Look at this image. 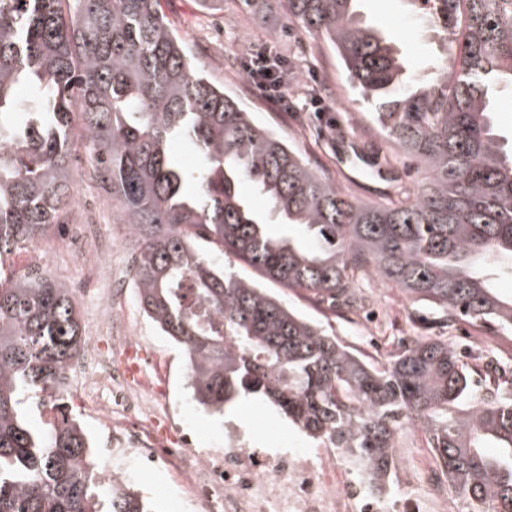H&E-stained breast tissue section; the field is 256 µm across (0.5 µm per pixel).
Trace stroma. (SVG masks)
I'll return each instance as SVG.
<instances>
[{"label": "stroma", "mask_w": 512, "mask_h": 512, "mask_svg": "<svg viewBox=\"0 0 512 512\" xmlns=\"http://www.w3.org/2000/svg\"><path fill=\"white\" fill-rule=\"evenodd\" d=\"M161 8L173 30L184 37L188 52L204 64L210 80L240 97L256 119L276 131L326 178L348 190L358 200L374 202L395 194L397 189L414 191L422 184L424 172L416 161L400 152L369 119L365 107L351 91L336 55L320 38L287 22L277 12L255 14L240 10L236 0H224V8L211 11L198 0H161ZM361 12L375 27L395 29L401 36V49L410 70L427 75L442 48L429 28L418 23L411 0H362ZM258 47L277 50L288 66V107L280 109L248 79L243 67L251 51ZM321 99L314 107L313 99ZM58 234L44 241L45 275L75 284L74 300L82 321H90L97 309L94 292L79 288L83 278L81 253L60 255ZM271 289L289 306L318 322L365 359L381 363L398 350L402 341L423 336L448 343L476 371L477 390H484L486 379L498 378L512 384V335L489 348L474 347L470 341L476 326L446 313L405 300L397 290L388 289L389 307L385 318V348L360 336L355 314L331 307L311 295L280 284ZM123 310L137 324L150 352L158 354L169 368V391L178 404L179 421L196 433L201 448L224 445V425L196 410L185 377L181 351L162 336L144 315L135 289H127ZM237 418L246 429L269 445L288 444L307 448L311 442L289 427L275 408L258 402H245ZM129 480L146 496L153 498L162 512H190L182 483L169 471L130 465Z\"/></svg>", "instance_id": "obj_1"}]
</instances>
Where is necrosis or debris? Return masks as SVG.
I'll list each match as a JSON object with an SVG mask.
<instances>
[{
    "label": "necrosis or debris",
    "mask_w": 512,
    "mask_h": 512,
    "mask_svg": "<svg viewBox=\"0 0 512 512\" xmlns=\"http://www.w3.org/2000/svg\"><path fill=\"white\" fill-rule=\"evenodd\" d=\"M92 271L99 308L71 377L105 429L99 481L126 480L129 460L163 467L186 481L194 512H407L396 494L421 481L427 512H450L440 468L423 469L415 458L398 462L381 490L340 449L261 447L234 422L224 425L223 447H194L166 395L164 363L146 354L143 336L120 311L125 274L111 270L103 249L95 251Z\"/></svg>",
    "instance_id": "obj_1"
}]
</instances>
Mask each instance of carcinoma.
Returning <instances> with one entry per match:
<instances>
[{
    "instance_id": "carcinoma-1",
    "label": "carcinoma",
    "mask_w": 512,
    "mask_h": 512,
    "mask_svg": "<svg viewBox=\"0 0 512 512\" xmlns=\"http://www.w3.org/2000/svg\"><path fill=\"white\" fill-rule=\"evenodd\" d=\"M260 1L327 43L373 122L425 165L424 185L379 203L343 191L206 77L160 0H0V512H159L131 484H98L78 418L31 419L59 406L87 336L72 289L5 266L75 202V115L139 241V304L182 350L197 404L265 401L380 489L416 425L452 498L512 512V392L474 396L471 366L442 341L413 338L367 361L263 285L352 312L356 277L371 273L407 300L512 333V294L491 280L512 259V149L492 107L512 87V0H443L442 29L421 13L443 47L427 79L408 72L360 0L238 4ZM175 140L203 164L182 168ZM273 223L301 226L312 246L271 233ZM200 239L258 277L214 262Z\"/></svg>"
}]
</instances>
